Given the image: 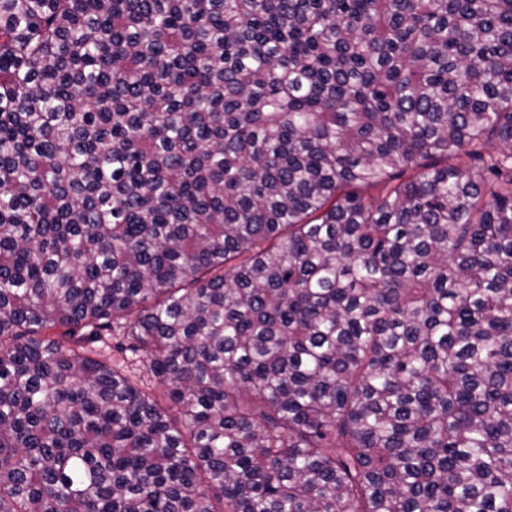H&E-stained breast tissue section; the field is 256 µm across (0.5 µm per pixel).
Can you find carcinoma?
Returning <instances> with one entry per match:
<instances>
[{"instance_id": "1", "label": "carcinoma", "mask_w": 512, "mask_h": 512, "mask_svg": "<svg viewBox=\"0 0 512 512\" xmlns=\"http://www.w3.org/2000/svg\"><path fill=\"white\" fill-rule=\"evenodd\" d=\"M0 512H512V0H0Z\"/></svg>"}]
</instances>
